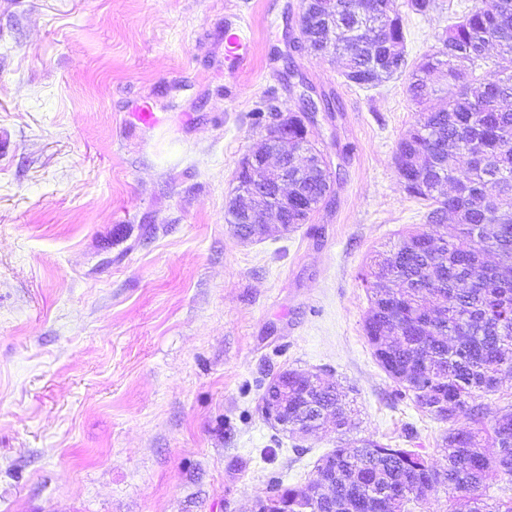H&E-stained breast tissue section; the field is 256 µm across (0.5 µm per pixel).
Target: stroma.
Masks as SVG:
<instances>
[{
  "instance_id": "obj_1",
  "label": "stroma",
  "mask_w": 512,
  "mask_h": 512,
  "mask_svg": "<svg viewBox=\"0 0 512 512\" xmlns=\"http://www.w3.org/2000/svg\"><path fill=\"white\" fill-rule=\"evenodd\" d=\"M468 3L409 17V63ZM301 4L0 0V512H252L344 438L439 457L446 424L399 397L364 332L363 275L426 224L394 160L420 107L404 80L359 88L298 44ZM308 87L336 104L312 127L334 193L243 240L224 213L256 112L299 111ZM293 369L345 388L346 432L265 417ZM239 18V28L235 31H227L224 35L225 60L229 61L234 69H243L250 59V45L248 39L243 37L244 28L250 25L243 17Z\"/></svg>"
}]
</instances>
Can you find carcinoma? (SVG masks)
<instances>
[{"label":"carcinoma","mask_w":512,"mask_h":512,"mask_svg":"<svg viewBox=\"0 0 512 512\" xmlns=\"http://www.w3.org/2000/svg\"><path fill=\"white\" fill-rule=\"evenodd\" d=\"M391 2L316 0L302 22L310 47L343 58L341 75L360 88L405 76L411 100L422 105L441 91L430 73L445 78V105L420 110L395 156L404 190L428 202L432 230L410 232L377 254L364 277L373 293L364 327L397 394L447 423L448 433L435 461L370 438L352 450L339 446L307 483L272 486L265 512H308L306 491L320 477L328 481L321 512H426L440 488L452 493L449 512H512V495L489 494L493 481L512 482V406L488 426L477 403L512 371V72L486 63L491 44L512 55V0H472L436 50L412 65L405 15ZM288 135L316 150L295 115ZM450 147L467 156L466 166L450 165ZM298 183L313 205L288 206L290 223L332 192L329 171ZM272 395L288 407L291 432L316 431L330 417L338 430L348 422L345 394L317 374L288 370L262 402ZM462 419L472 426L457 428Z\"/></svg>","instance_id":"1"}]
</instances>
